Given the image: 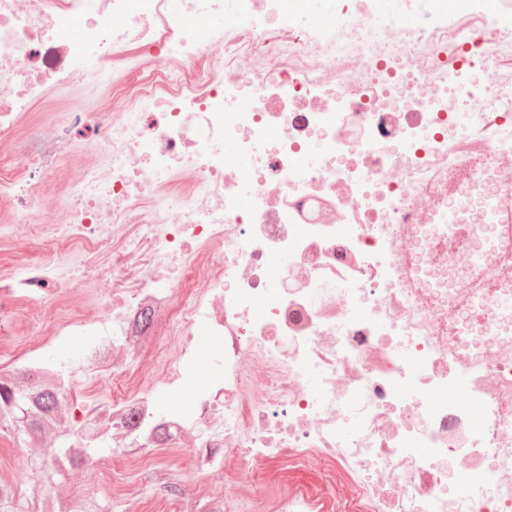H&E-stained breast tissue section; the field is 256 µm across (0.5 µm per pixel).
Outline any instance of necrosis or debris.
<instances>
[{
    "label": "necrosis or debris",
    "mask_w": 512,
    "mask_h": 512,
    "mask_svg": "<svg viewBox=\"0 0 512 512\" xmlns=\"http://www.w3.org/2000/svg\"><path fill=\"white\" fill-rule=\"evenodd\" d=\"M357 2L0 0V242L47 255L0 271V326L25 305L46 351L57 301L65 383L122 382L80 411L98 480L178 448L232 481L200 512H512V288L477 253L512 212V0ZM89 78L93 111L33 119ZM271 463L341 490L267 493ZM44 336L51 342V348L55 351H65L69 362L76 361L84 346L85 337L78 335L56 336L57 328L54 322L47 325Z\"/></svg>",
    "instance_id": "1"
}]
</instances>
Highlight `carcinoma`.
<instances>
[{"instance_id":"carcinoma-1","label":"carcinoma","mask_w":512,"mask_h":512,"mask_svg":"<svg viewBox=\"0 0 512 512\" xmlns=\"http://www.w3.org/2000/svg\"><path fill=\"white\" fill-rule=\"evenodd\" d=\"M62 371L31 370L21 375L22 382H0V431L13 436L16 444L28 451L31 479L35 484L50 481V466L44 457L39 437L46 422L58 416L63 397ZM23 399L24 423L17 421L15 403ZM19 498L13 487L0 484V512H17Z\"/></svg>"}]
</instances>
